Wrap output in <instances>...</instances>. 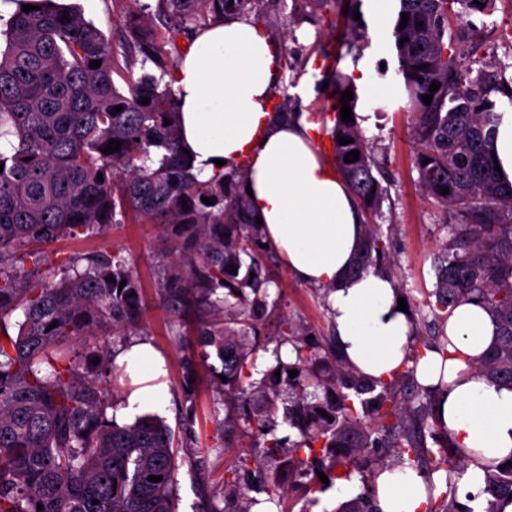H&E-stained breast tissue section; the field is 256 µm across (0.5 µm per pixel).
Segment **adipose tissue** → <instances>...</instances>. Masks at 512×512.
Returning <instances> with one entry per match:
<instances>
[{"mask_svg": "<svg viewBox=\"0 0 512 512\" xmlns=\"http://www.w3.org/2000/svg\"><path fill=\"white\" fill-rule=\"evenodd\" d=\"M174 72L181 146L189 150L195 171L209 177L248 162L250 205L263 221L265 242L296 279L328 288L347 362L368 378L389 379L411 351V318L398 309L392 276L348 277L364 217L347 183L317 151L316 124L271 112L281 73L275 39L252 19L228 15L193 33ZM446 330L447 352L424 350L415 373L422 385H448L440 399L441 420L473 453L458 500L478 510L486 500L488 469L512 458V389L470 370L496 341V325L482 304L457 306ZM115 362L140 375L125 414L160 403L165 363L150 344H132ZM375 489L381 512H422L428 498L420 477L405 467L385 470Z\"/></svg>", "mask_w": 512, "mask_h": 512, "instance_id": "1", "label": "adipose tissue"}]
</instances>
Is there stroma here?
Returning <instances> with one entry per match:
<instances>
[{"label": "stroma", "mask_w": 512, "mask_h": 512, "mask_svg": "<svg viewBox=\"0 0 512 512\" xmlns=\"http://www.w3.org/2000/svg\"><path fill=\"white\" fill-rule=\"evenodd\" d=\"M82 10L87 20L119 40L130 15L143 17L163 53L181 55L182 49L170 39L169 29L158 15L157 0H68ZM354 4L355 14L344 11ZM467 19L482 41L478 53L462 49L461 62L475 70L496 67L505 79H512V43L503 34L512 29V0H496L494 11L468 12ZM257 20L286 51L275 100L290 98L292 109L308 118L328 122L327 93L322 85L332 74H350L364 69L377 75L380 87L390 88L387 105L376 100H359L360 126L377 156L386 190L377 218L390 237L393 270L414 300L415 317L423 325L414 337V349L433 343L434 316L426 304L435 283L433 257L446 237V211L422 192L414 164V145L410 137L412 115L401 109L399 87L380 78V69L395 70L396 52L392 36L377 38L371 32L365 0H267ZM162 229L138 220L133 214L120 216L119 222L103 234L84 239H59L42 244L52 259L108 248L134 264L143 286L147 311L144 326L128 336L103 335L114 351L135 341L150 342L166 360L162 401L149 407V414L161 417L176 433L177 470L176 512H199L201 496L216 505L224 503L226 469L241 456L254 457L257 436L241 431L232 447H225L224 436L216 425L217 412L224 409V388L217 376L222 363L215 351L196 352L194 357L196 417L192 429H185L181 402L184 396L183 364L185 349L194 345L193 322H186L183 336L170 331L171 315L163 307L157 290L160 258L158 249ZM272 276L281 292L280 306L269 327L263 331L264 348L257 353L258 371L274 362L275 329L282 318H290L315 339L333 335L334 324L322 290L293 277L284 264L272 268Z\"/></svg>", "instance_id": "obj_1"}]
</instances>
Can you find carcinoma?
Here are the masks:
<instances>
[{"instance_id":"obj_1","label":"carcinoma","mask_w":512,"mask_h":512,"mask_svg":"<svg viewBox=\"0 0 512 512\" xmlns=\"http://www.w3.org/2000/svg\"><path fill=\"white\" fill-rule=\"evenodd\" d=\"M462 1L482 13L495 2L399 0L392 37L397 75L414 114L420 186L459 215L445 226L434 257L432 312L445 323L456 305L478 300L498 339L473 372L512 389V184L499 180L492 158L504 107L491 98L499 92L512 103V91L493 71L464 69L445 41L454 25L456 41L479 44L454 10ZM16 2L0 30V129L13 135L10 149L0 151V512H175L171 427L154 416L125 425L108 417L113 353L106 346H69L80 336H125L143 326L142 285L132 263L105 249L55 263L33 248L98 235L127 210L162 225L158 288L178 321L197 314L198 344L214 348L224 364V444L231 445L237 427L258 433L257 463L270 464L271 491L281 498L287 482L305 477L306 492L324 491L315 470L328 459L329 481H349L356 471L365 486L336 512H381L373 484L384 460L420 474L433 455L431 439L439 445L443 460L436 470L449 492L429 497L425 512H473L452 492L471 451L436 416L433 391L418 383V351L388 380L373 381L334 346L285 319L280 344H289L294 358L279 357L262 378H253L252 355L278 299L266 262L271 251L262 246L244 192L249 160L207 179L193 172L180 148L177 99L165 81L175 60L141 19L130 18L123 36L126 69L139 63L151 71L124 92L113 78L112 40L81 11L56 0ZM158 2L175 34L203 15H257L264 7V0ZM26 4L38 9L24 12ZM403 12L409 19L402 29ZM94 60L101 61L95 69ZM433 83L440 88L427 105L423 95ZM332 84L334 164L367 218L380 209L385 189L359 122L340 117L341 93L352 84L337 74ZM145 97L149 103H139ZM340 136L354 142L342 145ZM115 139L119 150L102 153ZM352 150L359 160L344 162ZM383 235L381 225H365L352 276L391 271ZM17 311L23 320L11 332L5 318ZM291 370L298 375L289 377ZM280 421L298 437L277 435ZM250 473L247 459L238 460L224 480V508L208 512H249L238 502ZM486 484L484 512H497L500 498H512V465L493 467Z\"/></svg>"}]
</instances>
